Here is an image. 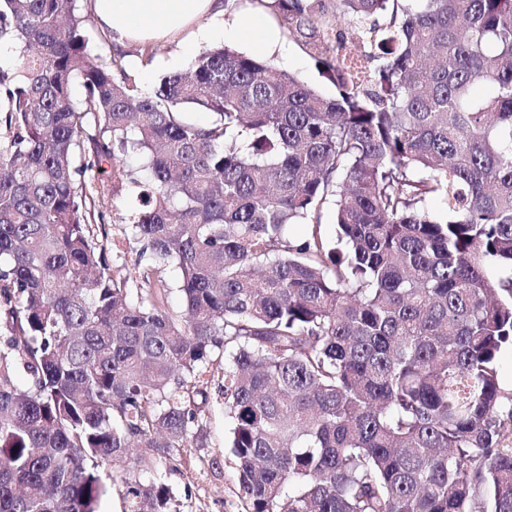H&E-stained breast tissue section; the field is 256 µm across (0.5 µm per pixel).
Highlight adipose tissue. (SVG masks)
<instances>
[{
	"mask_svg": "<svg viewBox=\"0 0 512 512\" xmlns=\"http://www.w3.org/2000/svg\"><path fill=\"white\" fill-rule=\"evenodd\" d=\"M95 16L114 43L181 38L185 52L214 38L257 41L277 46L260 15L245 24H227L219 0H93Z\"/></svg>",
	"mask_w": 512,
	"mask_h": 512,
	"instance_id": "adipose-tissue-1",
	"label": "adipose tissue"
}]
</instances>
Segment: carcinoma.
<instances>
[{
	"instance_id": "cac0c4a2",
	"label": "carcinoma",
	"mask_w": 512,
	"mask_h": 512,
	"mask_svg": "<svg viewBox=\"0 0 512 512\" xmlns=\"http://www.w3.org/2000/svg\"><path fill=\"white\" fill-rule=\"evenodd\" d=\"M77 2L0 0V512H98L100 466L173 461L216 355L248 512H512V0H257L333 99L226 46L145 93ZM343 22L373 70L330 53ZM89 172L129 201L118 270ZM328 205L338 244L288 239ZM120 495L180 512L163 482Z\"/></svg>"
}]
</instances>
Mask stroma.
<instances>
[{"label":"stroma","mask_w":512,"mask_h":512,"mask_svg":"<svg viewBox=\"0 0 512 512\" xmlns=\"http://www.w3.org/2000/svg\"><path fill=\"white\" fill-rule=\"evenodd\" d=\"M78 5L81 13L89 18L87 32L95 53L120 55L123 68L134 77L149 73L150 84L155 87L165 76L184 71L189 66V58L183 57L174 39L116 47L93 20L92 0H79ZM269 23L279 33L280 50L269 53L260 45L243 42L238 43V50L269 59L278 69L298 75L325 96H334V86L322 76L315 59L304 51L301 42L285 32L280 19L270 18ZM97 207L104 212L105 220L91 225V233L98 243L109 247L111 263L121 265L134 256L132 247H125L120 252L111 248L113 240L122 236L120 219L126 213V203L116 196L105 197ZM222 383V371H215L210 379L209 400L201 412L202 447L183 449L177 460L167 465L131 461L105 465L101 477L105 484L111 485L112 491L101 500L99 512H123L124 503L117 487L129 478L144 483L161 481L168 484L181 501V512H246L236 470L224 449L231 425L220 391Z\"/></svg>","instance_id":"1"}]
</instances>
